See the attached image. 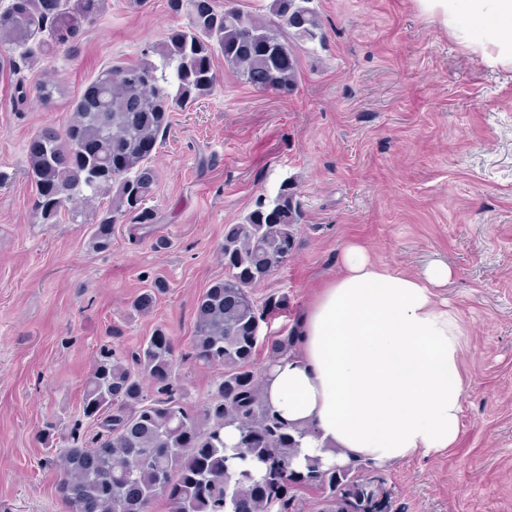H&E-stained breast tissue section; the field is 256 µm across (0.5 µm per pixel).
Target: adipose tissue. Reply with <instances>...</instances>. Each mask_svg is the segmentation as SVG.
<instances>
[{"label": "adipose tissue", "instance_id": "adipose-tissue-1", "mask_svg": "<svg viewBox=\"0 0 512 512\" xmlns=\"http://www.w3.org/2000/svg\"><path fill=\"white\" fill-rule=\"evenodd\" d=\"M491 66L512 68V0H416ZM446 264L419 274L385 268L360 244L341 249L336 276L316 288L300 350L266 375L263 397L285 422L311 427L300 456L386 466L458 442L465 396L462 330L437 293Z\"/></svg>", "mask_w": 512, "mask_h": 512}]
</instances>
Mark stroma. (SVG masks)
<instances>
[{
  "instance_id": "stroma-1",
  "label": "stroma",
  "mask_w": 512,
  "mask_h": 512,
  "mask_svg": "<svg viewBox=\"0 0 512 512\" xmlns=\"http://www.w3.org/2000/svg\"><path fill=\"white\" fill-rule=\"evenodd\" d=\"M326 47L298 52L297 89L259 92L215 57L211 96L173 112L154 164L156 224L118 219L112 249H89L92 210L31 214L25 150L67 125L104 70L138 59L185 16L167 0H108L76 53L0 71V512H63L57 468L36 434L79 416L82 384L112 326L123 347L164 326L180 347L198 297L224 274V227L292 181L304 218L287 262L256 290L272 330L300 321L345 242L404 273L448 264L439 293L461 321L467 378L456 448L382 467L401 512H512V69L486 65L415 0H315ZM56 84L49 102L12 101L17 80ZM79 213L73 223L70 213ZM164 236L169 245L156 250ZM157 277L144 316L129 304Z\"/></svg>"
}]
</instances>
